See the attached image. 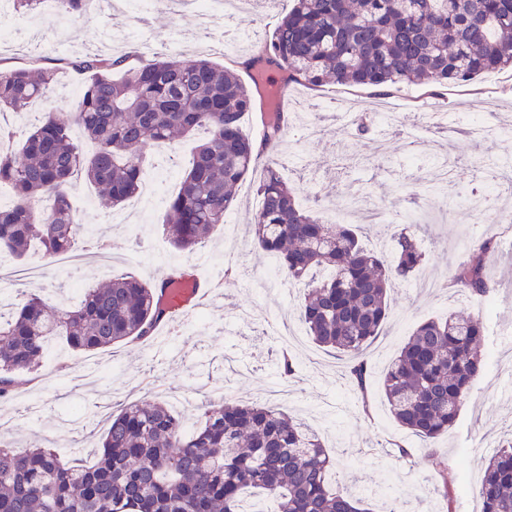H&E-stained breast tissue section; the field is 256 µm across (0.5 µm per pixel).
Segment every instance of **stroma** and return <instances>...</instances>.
<instances>
[{
  "label": "stroma",
  "instance_id": "35a3bbf8",
  "mask_svg": "<svg viewBox=\"0 0 512 512\" xmlns=\"http://www.w3.org/2000/svg\"><path fill=\"white\" fill-rule=\"evenodd\" d=\"M40 16L54 19L55 28L46 29L36 51L23 41L0 43V58L6 64L25 66L38 61L50 67L55 59L71 56L73 50L108 43L122 53L138 48L147 59L166 49L178 54L198 52L226 65L237 59L239 50L254 46L250 39L226 42L219 31L208 39L187 43L185 35L197 22L191 8L176 13L152 6L150 23L145 26L134 14L115 17L90 11L79 17L59 15L52 0H46ZM441 101L451 113L465 101L477 110L510 115L512 69L480 76L468 86L443 88ZM337 142L336 129L328 128L319 138L296 148L290 164L314 163L324 182L333 184L332 193L322 200L323 206L341 208L346 193L359 189L370 193L372 201L391 204V222L403 223L406 209H414L421 223L411 226L410 231L426 252L418 275L434 283L424 295L415 293L407 283L399 285L392 295L390 315L366 352L372 363L367 382L374 402L371 415H364L357 393L348 384L345 357L326 352L310 336H303L301 344L292 348L299 363L297 377L290 383L282 382L274 362L278 344L262 335L261 322L275 319L284 332L300 327L297 307L303 285H291L285 293L269 283L262 276L266 255L248 252L242 238L230 237L222 225L194 253L168 244L162 222L169 199L178 191L179 178L161 187L160 203L153 207L146 223L131 231L109 226L107 209H85L84 200L96 198L97 193L94 186L82 181L76 187L73 210V221L78 225L76 246L86 250L93 242L105 241L119 259L113 271H85L82 284L103 283L116 273L152 282L161 271L192 265L202 275L223 280V301L200 308L173 333L156 334L106 351H75L55 340L56 349L68 364H97L96 379L76 381L67 371L44 364L35 376L16 377L11 398L0 399V414L11 418L1 433L20 443L70 449L89 462L108 421L103 415L93 420L86 430L85 445L77 446L72 420L84 404L92 402L115 411L148 392L166 403L177 393L185 399L180 413L191 430L210 401L205 386H220L226 397L288 413L317 434L336 458L332 486L373 489L370 504L376 512L393 502L402 512H481L480 500L469 492L482 477L485 451L480 443L490 440L498 444L512 437V400L502 396L504 385L512 383V252L498 249L488 255V273L495 289L483 301L467 300L448 283L462 239L512 238V202L494 212L489 222H454L442 208V197L425 191L424 174L434 161L427 148L417 151L418 162L410 166L401 143L389 142L369 167L343 169L336 164ZM450 154L456 162L455 186L479 193L483 182L476 177L474 163L491 158L512 161V136L479 141L460 135L453 140ZM27 262L40 266L43 275L40 280L23 282L21 291L39 294L51 307L65 309L77 303L72 276L59 272L36 252ZM460 310L480 316L486 325V372L472 386L455 427L427 449L393 420L383 396L382 373L418 323ZM401 446L410 450V458H399L397 449ZM344 448L354 449L351 459L341 458ZM430 452L447 460L451 475L466 488L454 504H446L426 479V455Z\"/></svg>",
  "mask_w": 512,
  "mask_h": 512
}]
</instances>
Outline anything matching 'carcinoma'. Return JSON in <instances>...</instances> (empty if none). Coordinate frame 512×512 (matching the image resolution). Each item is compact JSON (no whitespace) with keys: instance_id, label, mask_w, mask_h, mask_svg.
I'll return each mask as SVG.
<instances>
[{"instance_id":"obj_1","label":"carcinoma","mask_w":512,"mask_h":512,"mask_svg":"<svg viewBox=\"0 0 512 512\" xmlns=\"http://www.w3.org/2000/svg\"><path fill=\"white\" fill-rule=\"evenodd\" d=\"M283 69L310 90L327 83L371 89L401 84L434 89L464 85L512 66V0H292L269 40L237 70L206 59L136 51L88 52L63 67H0V112H21L49 99L61 70L84 76L77 110L43 112L21 143L20 157L0 153V184L13 204L0 208V253L24 259L33 243L53 259L72 251V190L92 184L111 209L134 197L148 176L145 148L173 143L199 129L197 146L163 221L174 248L192 253L234 208L237 188L261 172L249 247L279 258L288 281L305 282L300 320L320 347L355 361L349 381L364 392L363 356L390 314V296L425 254L405 232L391 235L384 262L350 224H325L300 207L272 159L285 136L272 126L263 147L242 131L244 115L267 97L261 62ZM123 77L116 80L112 73ZM78 128L97 145L85 153ZM492 241L468 243L453 285L484 297L492 285L484 258ZM166 282L118 274L84 289L70 310L50 309L23 294L0 312V398L14 375L34 370L52 336L78 351H100L153 334L164 312L154 302ZM482 319L467 312L428 319L409 335L383 377L396 423L430 444L452 429L472 385L485 372ZM335 462L317 435L284 412L224 398L204 422L184 429L162 401L144 397L110 416L84 466L67 453L0 442V512H370L364 495L332 492ZM432 479L453 503L448 462L430 456ZM482 512H512V439L487 461L477 486Z\"/></svg>"}]
</instances>
